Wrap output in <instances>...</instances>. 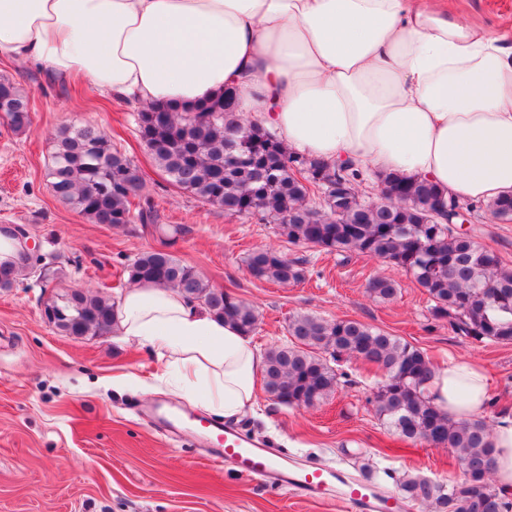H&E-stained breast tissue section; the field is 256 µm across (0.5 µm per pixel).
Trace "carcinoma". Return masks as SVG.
<instances>
[{
    "instance_id": "carcinoma-1",
    "label": "carcinoma",
    "mask_w": 512,
    "mask_h": 512,
    "mask_svg": "<svg viewBox=\"0 0 512 512\" xmlns=\"http://www.w3.org/2000/svg\"><path fill=\"white\" fill-rule=\"evenodd\" d=\"M0 110L17 132L32 126L28 96L0 79ZM138 132L154 165L172 183L200 201L235 216H258L278 226L289 244H306L330 253L380 260L403 271L428 295L432 315L448 321L459 335L480 341L512 343V266L471 234L433 219L443 192L421 177L381 175L384 202L365 205L358 192L360 174L296 153L276 131L240 118L226 90L180 112L166 103L137 112ZM49 187L55 197L94 224H140L162 248L145 251L127 266L128 280L175 288L201 302L244 334L256 330V308L217 289L166 248L182 228L159 223L150 198L132 207L144 180L130 158L93 125L63 126L55 136ZM318 192L323 204L306 200ZM490 215L512 220V198L486 205ZM31 257L0 265V288H10L29 272ZM246 271L257 281L300 283L305 270L275 248L248 254ZM370 295L388 300L393 279L369 280ZM49 320L65 336H104L111 332L114 304L81 290L59 294L47 304ZM290 342L265 354L263 386L278 402L310 407L338 387L337 364L354 357L381 373L375 411L401 437L450 448L464 474L448 484L415 476L401 484L404 497L435 506L437 512H512V502L491 485L496 469L489 425L484 420H454L425 397L436 366L420 349L354 319L328 320L297 314L289 320Z\"/></svg>"
}]
</instances>
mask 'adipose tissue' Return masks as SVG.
Returning a JSON list of instances; mask_svg holds the SVG:
<instances>
[{"label": "adipose tissue", "mask_w": 512, "mask_h": 512, "mask_svg": "<svg viewBox=\"0 0 512 512\" xmlns=\"http://www.w3.org/2000/svg\"><path fill=\"white\" fill-rule=\"evenodd\" d=\"M1 63L180 110L230 89L293 151L476 203L512 196V47L430 0H0ZM115 322L175 391L227 418L255 406L262 355L197 301L140 285ZM427 396L474 420L490 380L452 359ZM492 442L495 486L512 499V413L496 415Z\"/></svg>", "instance_id": "1"}]
</instances>
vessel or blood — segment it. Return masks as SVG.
I'll return each instance as SVG.
<instances>
[{
  "label": "vessel or blood",
  "mask_w": 512,
  "mask_h": 512,
  "mask_svg": "<svg viewBox=\"0 0 512 512\" xmlns=\"http://www.w3.org/2000/svg\"><path fill=\"white\" fill-rule=\"evenodd\" d=\"M148 413L168 430H193L241 474L274 477L302 497L319 499L332 491L347 512H403L405 508L400 499L382 494L370 483L357 480L344 470L322 469L299 458L277 455L224 423L203 420L188 410L162 403L150 407Z\"/></svg>",
  "instance_id": "1"
}]
</instances>
